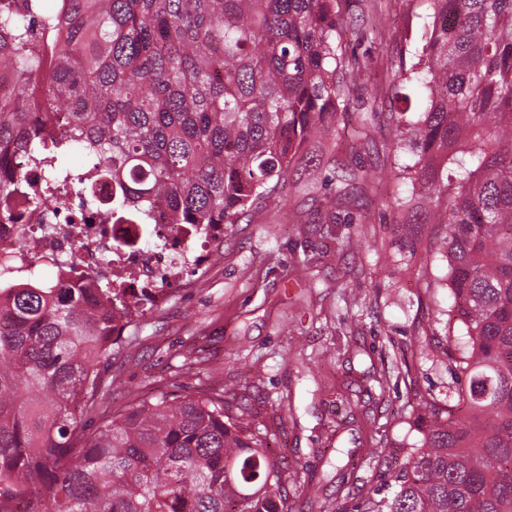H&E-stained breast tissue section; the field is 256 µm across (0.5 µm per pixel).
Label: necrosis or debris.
Masks as SVG:
<instances>
[{
	"mask_svg": "<svg viewBox=\"0 0 512 512\" xmlns=\"http://www.w3.org/2000/svg\"><path fill=\"white\" fill-rule=\"evenodd\" d=\"M111 188L91 198L68 187L57 206L29 213L24 223H0V274L27 277L34 262L54 267L66 282L73 272L101 284L118 273L135 274L134 287L158 292L204 269L220 240L199 224H106Z\"/></svg>",
	"mask_w": 512,
	"mask_h": 512,
	"instance_id": "4bbe7bcc",
	"label": "necrosis or debris"
}]
</instances>
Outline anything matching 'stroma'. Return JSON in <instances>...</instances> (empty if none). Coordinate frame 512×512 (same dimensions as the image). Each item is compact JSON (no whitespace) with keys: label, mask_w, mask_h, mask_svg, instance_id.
Returning a JSON list of instances; mask_svg holds the SVG:
<instances>
[{"label":"stroma","mask_w":512,"mask_h":512,"mask_svg":"<svg viewBox=\"0 0 512 512\" xmlns=\"http://www.w3.org/2000/svg\"><path fill=\"white\" fill-rule=\"evenodd\" d=\"M427 0H358L340 22L342 45L366 66L337 114L335 134L308 140L266 224L233 225L206 276L171 289L102 362L111 384L101 419L158 393L223 395L230 412L268 427V454L285 470L293 512H335L367 492L391 495L420 438L423 404H458L454 367L433 341L465 343L452 314L448 263L428 253L429 222L408 224L390 111L417 119L422 88L390 80L417 62ZM342 165L374 178V192L320 223L319 201ZM385 375L384 384L375 376Z\"/></svg>","instance_id":"obj_1"}]
</instances>
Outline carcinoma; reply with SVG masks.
I'll list each match as a JSON object with an SVG mask.
<instances>
[{
	"label": "carcinoma",
	"instance_id": "cac0c4a2",
	"mask_svg": "<svg viewBox=\"0 0 512 512\" xmlns=\"http://www.w3.org/2000/svg\"><path fill=\"white\" fill-rule=\"evenodd\" d=\"M0 0V202L26 187L33 207L74 182L112 183V223H264L307 139L336 131L361 79L342 49L350 0ZM413 77L428 91L415 121L396 118L400 175L426 192L431 245L466 328L435 347L465 376L463 402H424L428 421L398 490L354 512H512V0H428ZM36 84L80 99L70 136L28 109ZM372 183L336 176L322 199L334 224ZM166 209L157 211L159 203ZM157 306L137 288H69L38 279L0 286V512H290L288 476L266 454L268 429L227 417L220 395L144 397L85 433L109 385L99 367L124 328Z\"/></svg>",
	"mask_w": 512,
	"mask_h": 512
}]
</instances>
